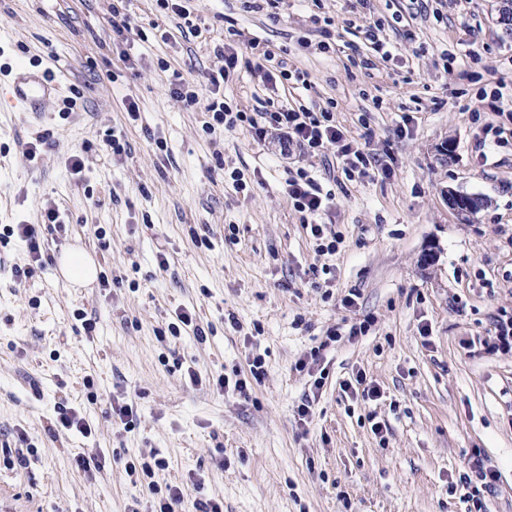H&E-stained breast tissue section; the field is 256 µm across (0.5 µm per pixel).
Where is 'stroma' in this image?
<instances>
[{"label":"stroma","instance_id":"35a3bbf8","mask_svg":"<svg viewBox=\"0 0 512 512\" xmlns=\"http://www.w3.org/2000/svg\"><path fill=\"white\" fill-rule=\"evenodd\" d=\"M112 3L0 0V88L21 70L58 84L41 120L0 97V225L42 223L49 205L64 220L43 230L41 263L19 238L0 244V512H154L170 485L224 512H467L462 477L477 448L499 475L488 512H512V353L483 346L498 312H512V139L482 144L512 98L476 99L512 86L501 0L462 12L453 0H192L193 34L156 0H128L141 40L113 32ZM324 17L330 53L316 48ZM368 21L381 22L390 59L371 49ZM465 38L475 58L462 78L444 63ZM253 41L307 75L291 104L334 112L389 175L350 179L282 154L274 138L207 132L203 107L172 96L175 71L208 98L217 47L246 54ZM224 94L261 112L270 92L263 72L241 68ZM112 131L125 153L104 148ZM74 154L79 177L66 165ZM296 167L335 194L323 218L343 235L334 255L316 256L285 191ZM451 192L483 204L458 213ZM79 248L112 287L64 278L58 258ZM182 309L196 325L175 337ZM365 319L366 335L324 352L329 379L313 392L296 362L328 328ZM257 358L265 377L248 396L217 392L213 379L248 375ZM358 373L380 400L341 391ZM125 404L138 414L130 431L112 413ZM62 407L79 409L91 435L57 427ZM94 448L109 464L78 469L75 456ZM153 456L166 465L147 481L137 468Z\"/></svg>","mask_w":512,"mask_h":512}]
</instances>
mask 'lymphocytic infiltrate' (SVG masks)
Returning a JSON list of instances; mask_svg holds the SVG:
<instances>
[{"instance_id": "1", "label": "lymphocytic infiltrate", "mask_w": 512, "mask_h": 512, "mask_svg": "<svg viewBox=\"0 0 512 512\" xmlns=\"http://www.w3.org/2000/svg\"><path fill=\"white\" fill-rule=\"evenodd\" d=\"M220 55L224 64L208 77L212 95L205 106L214 125L227 131H248L257 141L277 135L282 151L291 154L297 152L322 157L327 150H336L343 162V171L349 178L357 174L366 176L375 171L383 172L384 166L378 156L338 127L332 112H314L304 106L288 103L279 105L272 112L252 114L233 110L219 91L221 85L227 84L235 74L240 64L239 54L228 46L221 50ZM286 192L295 209L303 214V226L315 240L317 254H335L342 236L321 222L322 216L333 206V193L323 189L320 182L302 168L288 176Z\"/></svg>"}]
</instances>
